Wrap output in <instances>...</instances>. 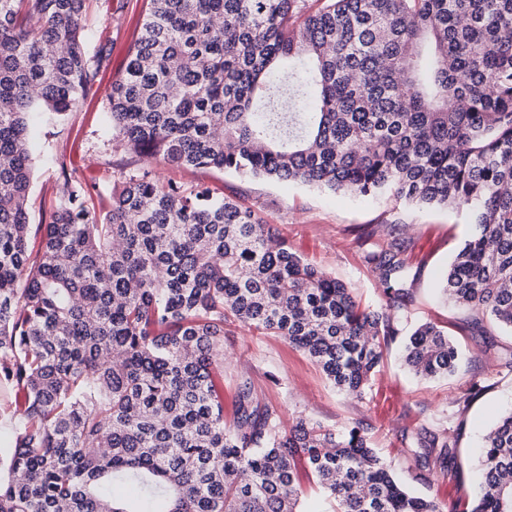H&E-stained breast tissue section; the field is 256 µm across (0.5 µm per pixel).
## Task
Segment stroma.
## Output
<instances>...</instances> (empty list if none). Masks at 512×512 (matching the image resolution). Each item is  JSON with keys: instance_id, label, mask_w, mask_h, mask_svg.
<instances>
[{"instance_id": "35a3bbf8", "label": "stroma", "mask_w": 512, "mask_h": 512, "mask_svg": "<svg viewBox=\"0 0 512 512\" xmlns=\"http://www.w3.org/2000/svg\"><path fill=\"white\" fill-rule=\"evenodd\" d=\"M144 7L145 0H109L107 6L90 7L85 48L92 63L100 67V82L73 112L32 129L31 224H40V200L51 195L63 165L81 166L94 194L108 192L117 172L149 166L147 159L113 148L112 133L102 122L108 108L106 88L138 32ZM151 168L161 181L187 187L205 185L252 208L273 224L293 251L354 285L370 303L376 302L379 290L362 264V250L383 244L381 225H410L415 243V300L404 326L410 329L430 319L446 322L449 335L462 352L454 376L418 380L401 363V345L396 342L376 375V396L360 400L339 391L317 365L280 337L231 326L224 335V368L217 376V385L228 404L239 389H251L285 428L299 416L337 432L365 420L378 456L391 465L410 492L435 499L444 512H449L456 496L475 493L477 462L471 450L498 415L512 408V373L498 363L499 357L512 352V338L497 337L495 347L485 348L480 337L463 323L461 313L449 310L439 297L441 274L472 232L466 214L388 198H352L215 169ZM364 232L369 233V240H361ZM476 379L483 393L466 413H456V396ZM423 425L458 432L459 483L429 474L406 456V449L415 447L416 433Z\"/></svg>"}]
</instances>
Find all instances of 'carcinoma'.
<instances>
[{
  "mask_svg": "<svg viewBox=\"0 0 512 512\" xmlns=\"http://www.w3.org/2000/svg\"><path fill=\"white\" fill-rule=\"evenodd\" d=\"M88 2L0 0V382L23 396L0 512H300L304 478L332 512H441L364 422L283 434L243 389L228 425L215 384L238 323L363 396L413 298L398 228L363 253L380 298L364 305L208 187L145 170L93 197L63 166L29 248V122L73 111L96 81ZM108 100L115 147L173 168L466 211L446 301L488 348L485 323L512 332V0H147ZM403 361L433 379L459 353L429 321ZM419 440L423 467L453 478L456 437ZM478 453V496L452 512H512V409Z\"/></svg>",
  "mask_w": 512,
  "mask_h": 512,
  "instance_id": "cac0c4a2",
  "label": "carcinoma"
}]
</instances>
